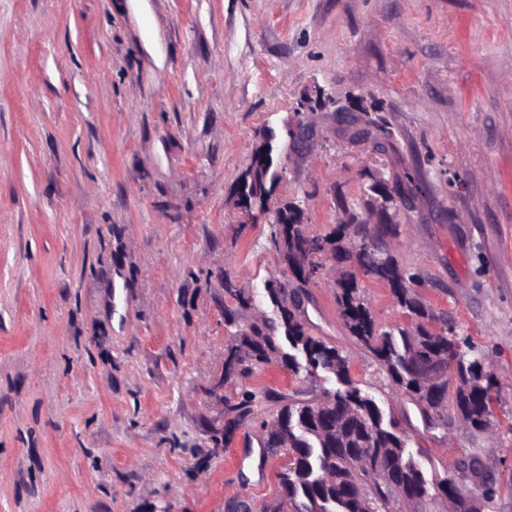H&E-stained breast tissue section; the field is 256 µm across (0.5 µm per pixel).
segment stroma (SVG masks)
<instances>
[{"label":"stroma","mask_w":512,"mask_h":512,"mask_svg":"<svg viewBox=\"0 0 512 512\" xmlns=\"http://www.w3.org/2000/svg\"><path fill=\"white\" fill-rule=\"evenodd\" d=\"M387 131L385 153L341 123ZM305 124L311 139L289 136ZM264 206L238 180L264 132ZM418 175L400 264L489 356L496 432L425 429L348 338L331 285L311 333L403 426L428 479L478 452L512 512V0H0V512H227L277 491L257 428L220 442L241 390L333 380L271 364L225 378V281L273 314L294 277L274 211L312 237L367 219L368 171Z\"/></svg>","instance_id":"stroma-1"}]
</instances>
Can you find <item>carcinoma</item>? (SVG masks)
<instances>
[{"instance_id":"obj_1","label":"carcinoma","mask_w":512,"mask_h":512,"mask_svg":"<svg viewBox=\"0 0 512 512\" xmlns=\"http://www.w3.org/2000/svg\"><path fill=\"white\" fill-rule=\"evenodd\" d=\"M271 138L256 152L253 171L241 186L248 195L263 199L266 180L276 176ZM301 207L287 202L271 224L269 242L292 270L297 284L288 289L277 280L266 284L275 314L248 316L252 298L243 288L224 280V291L235 301L224 310L228 325L250 318L247 332L229 349L224 378L252 376L276 363L293 375L321 372L335 379L337 387L308 399L264 392L279 402L276 413L259 424L260 443L266 457L289 459L277 473V498L261 512H426L427 501L461 504L469 489L482 488V503L492 504L498 487L486 465L475 453L456 463L458 480L453 488L444 481L431 483L410 448V437L401 420L385 411L376 398L351 376L352 357L344 348L310 333L302 308L306 286L317 277L320 257L330 253L349 267H336V304L344 325L357 345L370 353L386 374L390 395H410L423 425L443 429L457 422L482 432L494 421L491 392L497 375L474 355L475 345L448 322V314L424 303L407 287L414 278L392 253L374 258L354 242L369 231V224H339L324 238L305 237L296 222ZM390 288L394 303L409 323L385 328L379 325L359 285L356 269ZM257 395L246 391L236 404H226L224 442L234 430L256 421ZM374 448L368 461L357 452Z\"/></svg>"}]
</instances>
